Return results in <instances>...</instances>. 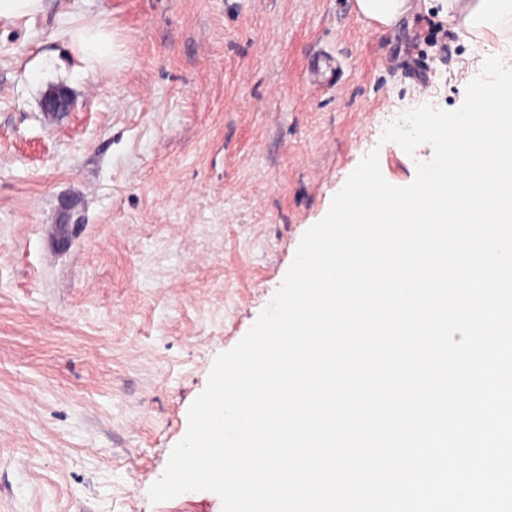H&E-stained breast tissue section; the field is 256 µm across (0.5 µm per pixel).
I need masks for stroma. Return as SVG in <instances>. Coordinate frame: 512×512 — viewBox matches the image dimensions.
<instances>
[{
    "instance_id": "obj_1",
    "label": "stroma",
    "mask_w": 512,
    "mask_h": 512,
    "mask_svg": "<svg viewBox=\"0 0 512 512\" xmlns=\"http://www.w3.org/2000/svg\"><path fill=\"white\" fill-rule=\"evenodd\" d=\"M44 3L0 21V512H222L148 496L216 356L367 153L413 182L433 150L385 124L459 108L479 56L435 8L380 35L352 0ZM80 27L111 34L110 65L84 68ZM56 86L74 107L50 116Z\"/></svg>"
}]
</instances>
